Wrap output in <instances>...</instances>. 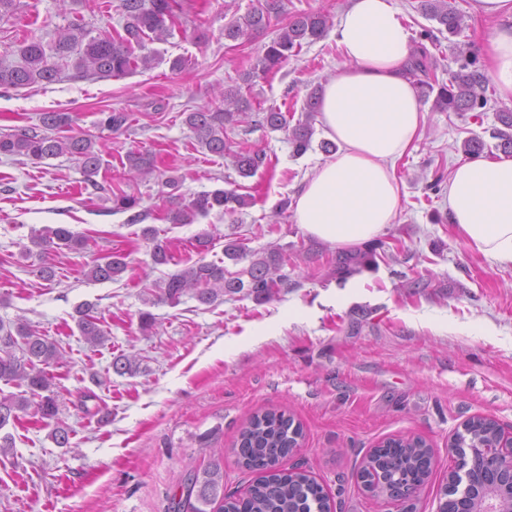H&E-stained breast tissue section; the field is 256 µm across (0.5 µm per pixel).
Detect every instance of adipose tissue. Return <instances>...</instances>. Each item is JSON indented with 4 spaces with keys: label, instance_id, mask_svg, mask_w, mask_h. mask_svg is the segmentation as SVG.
I'll return each mask as SVG.
<instances>
[{
    "label": "adipose tissue",
    "instance_id": "obj_1",
    "mask_svg": "<svg viewBox=\"0 0 512 512\" xmlns=\"http://www.w3.org/2000/svg\"><path fill=\"white\" fill-rule=\"evenodd\" d=\"M491 21L485 37L499 98L512 102V0H471ZM346 62L322 87L320 119L335 153L317 162L295 195L299 229L326 244L361 247L390 227L400 206L395 165L415 141L424 108L407 73L409 32L394 0H348L334 32ZM448 221L463 242L512 265V158L458 165L447 187Z\"/></svg>",
    "mask_w": 512,
    "mask_h": 512
}]
</instances>
